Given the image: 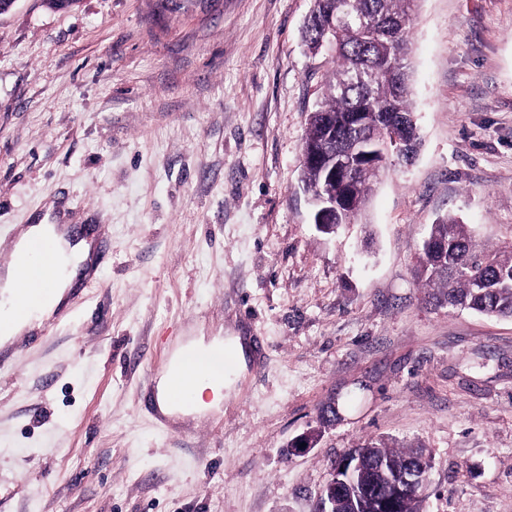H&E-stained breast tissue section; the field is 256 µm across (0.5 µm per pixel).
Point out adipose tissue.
<instances>
[{
    "mask_svg": "<svg viewBox=\"0 0 512 512\" xmlns=\"http://www.w3.org/2000/svg\"><path fill=\"white\" fill-rule=\"evenodd\" d=\"M48 238L54 245L60 258V264L53 269L48 278L29 276L25 266L16 264L0 272V291L7 300L25 297L29 309L25 315L7 314L0 316V335L9 337L33 328L36 322L61 304L66 288L71 287L79 266L90 258V245L86 240H75L68 236L66 230L55 224H31L19 235L20 243H27L33 237ZM239 337L229 339L213 337L205 339L198 336L187 345L188 350L200 355L198 368L188 371L191 380V396L188 400H176L169 396V374H162L158 380V397L163 413L170 415H203L220 407L225 399V392L231 389V382L221 378L205 379L204 374L217 354L225 348H239Z\"/></svg>",
    "mask_w": 512,
    "mask_h": 512,
    "instance_id": "adipose-tissue-1",
    "label": "adipose tissue"
}]
</instances>
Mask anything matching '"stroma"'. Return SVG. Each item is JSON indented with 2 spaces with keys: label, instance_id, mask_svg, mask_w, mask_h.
I'll return each instance as SVG.
<instances>
[{
  "label": "stroma",
  "instance_id": "1",
  "mask_svg": "<svg viewBox=\"0 0 512 512\" xmlns=\"http://www.w3.org/2000/svg\"><path fill=\"white\" fill-rule=\"evenodd\" d=\"M312 7L0 15V269L44 219L96 240L64 305L0 344V512H317L367 439L426 448L423 512H512V319L431 307L414 278L439 218L512 244V0H420L418 151L331 234L301 190L332 70ZM201 335L251 337L247 373L161 424L148 381Z\"/></svg>",
  "mask_w": 512,
  "mask_h": 512
}]
</instances>
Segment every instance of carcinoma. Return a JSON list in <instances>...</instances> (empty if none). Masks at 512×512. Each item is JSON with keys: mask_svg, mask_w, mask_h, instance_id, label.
<instances>
[{"mask_svg": "<svg viewBox=\"0 0 512 512\" xmlns=\"http://www.w3.org/2000/svg\"><path fill=\"white\" fill-rule=\"evenodd\" d=\"M417 0H347L352 15L369 20L366 29L339 28L329 40H321L322 27L341 0H316L311 23L303 40L316 52L331 56L335 65L317 108L310 113L305 146L312 154L344 148L354 139L364 140L367 150L336 185L325 181L319 166L303 167V184L312 194L351 192L359 207L323 225L332 233L339 224H349L369 199L384 166L375 162L368 148L390 137L392 119L402 112L413 116L409 98L408 33ZM417 282L427 289V301L494 317L512 318V247L491 249L479 245L470 227L448 217L430 227L422 243L415 269ZM363 465L351 474L339 473L344 490L336 493L334 512H361L363 496L386 497L389 479L408 472L424 456L421 447L405 450L382 440L360 444ZM424 480L407 489L398 512H419Z\"/></svg>", "mask_w": 512, "mask_h": 512, "instance_id": "1", "label": "carcinoma"}]
</instances>
